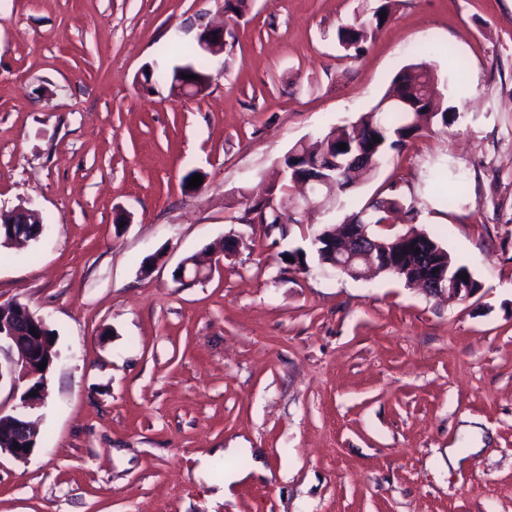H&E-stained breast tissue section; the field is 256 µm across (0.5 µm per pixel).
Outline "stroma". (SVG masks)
<instances>
[{
	"mask_svg": "<svg viewBox=\"0 0 512 512\" xmlns=\"http://www.w3.org/2000/svg\"><path fill=\"white\" fill-rule=\"evenodd\" d=\"M360 5L0 0V208L44 218L37 242L0 246V304L56 335L36 448L0 454V512H512V0H398L351 57L330 36ZM220 25L203 93L142 86L161 49ZM421 60L456 122L302 223H243L295 143ZM442 171L465 207L436 192ZM390 197L416 206L397 230L465 260L474 296L320 272L313 236ZM297 247L307 269L280 259ZM204 250L206 278L177 283ZM256 458L274 481L221 495L216 465Z\"/></svg>",
	"mask_w": 512,
	"mask_h": 512,
	"instance_id": "1",
	"label": "stroma"
}]
</instances>
